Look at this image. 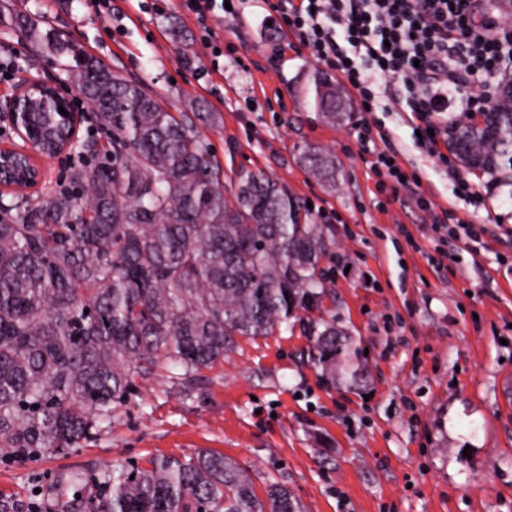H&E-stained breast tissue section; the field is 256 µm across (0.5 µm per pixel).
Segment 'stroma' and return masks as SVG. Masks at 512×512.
Instances as JSON below:
<instances>
[{"label":"stroma","mask_w":512,"mask_h":512,"mask_svg":"<svg viewBox=\"0 0 512 512\" xmlns=\"http://www.w3.org/2000/svg\"><path fill=\"white\" fill-rule=\"evenodd\" d=\"M112 7L102 15L91 0H26L43 29L140 80L168 111L193 100L216 113V124L198 131L225 180L242 168L261 172L311 202L333 240L323 262L324 316L363 349L367 386H328L302 330L242 337L201 373L193 395L173 387L170 367L159 365L93 442L1 463L0 494L28 500L41 492L52 512L61 474L79 472L85 484L75 510L88 512L101 462L145 466L209 448L248 466L256 492L287 486L304 512H512V242L490 234L476 261L439 242L407 192L378 190L358 124L365 118L388 130L405 165L433 186L435 206L470 223L512 225V191L477 174L485 205L457 198L444 166L414 143L405 92L387 111L354 109L343 124L324 123L301 93L317 64L285 41L264 0H250L238 19L213 22L224 44L217 71L193 17L175 7L159 15L141 0ZM0 55L13 57L17 75L66 77L61 59L18 34L0 35ZM310 148L335 156V187L305 169L301 155ZM439 250L449 257L436 267L429 257Z\"/></svg>","instance_id":"obj_1"}]
</instances>
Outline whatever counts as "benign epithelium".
Here are the masks:
<instances>
[{
    "mask_svg": "<svg viewBox=\"0 0 512 512\" xmlns=\"http://www.w3.org/2000/svg\"><path fill=\"white\" fill-rule=\"evenodd\" d=\"M481 111L458 122L474 131L486 127L494 111V94L483 96ZM64 107L69 115L60 113ZM7 122L18 140L0 146V192L35 191L46 182L44 161L70 153L76 142L82 113L74 109L65 84L30 74L23 76L13 93L0 102V121Z\"/></svg>",
    "mask_w": 512,
    "mask_h": 512,
    "instance_id": "1",
    "label": "benign epithelium"
}]
</instances>
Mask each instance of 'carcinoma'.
<instances>
[{"instance_id":"obj_1","label":"carcinoma","mask_w":512,"mask_h":512,"mask_svg":"<svg viewBox=\"0 0 512 512\" xmlns=\"http://www.w3.org/2000/svg\"><path fill=\"white\" fill-rule=\"evenodd\" d=\"M13 30L59 56L92 107L107 144L79 145L85 163L42 202L0 196V460L63 454L112 422L136 378L159 359L189 388L239 337L270 336L320 309L328 228L307 217L277 181L252 171L235 187L200 139L215 121L198 103L174 115L143 85L9 12ZM325 121L348 114L336 80L310 75ZM496 91L494 131L470 169L512 184V73ZM311 176L334 171L329 152L304 154ZM310 359L332 387L366 382L356 340L336 322L301 323ZM94 512H303L284 485L259 498L249 469L201 448L149 467L106 464ZM0 512H38L0 496Z\"/></svg>"}]
</instances>
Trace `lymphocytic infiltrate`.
I'll list each match as a JSON object with an SVG mask.
<instances>
[{
  "label": "lymphocytic infiltrate",
  "instance_id": "obj_1",
  "mask_svg": "<svg viewBox=\"0 0 512 512\" xmlns=\"http://www.w3.org/2000/svg\"><path fill=\"white\" fill-rule=\"evenodd\" d=\"M248 0H178L180 11L201 24L199 40L218 48L209 19L236 18ZM286 35L310 56L336 71L359 104L375 105V86H398L408 94L419 147L447 163L439 149L448 140L451 104L472 108L474 78L493 81L512 65V32L494 30L498 11L512 0H266ZM362 145H374L373 171L395 189L414 195L429 208L432 195L416 175L406 174L398 151L384 131L363 126ZM432 232L478 255L485 227L461 219L453 209L432 215Z\"/></svg>",
  "mask_w": 512,
  "mask_h": 512
}]
</instances>
